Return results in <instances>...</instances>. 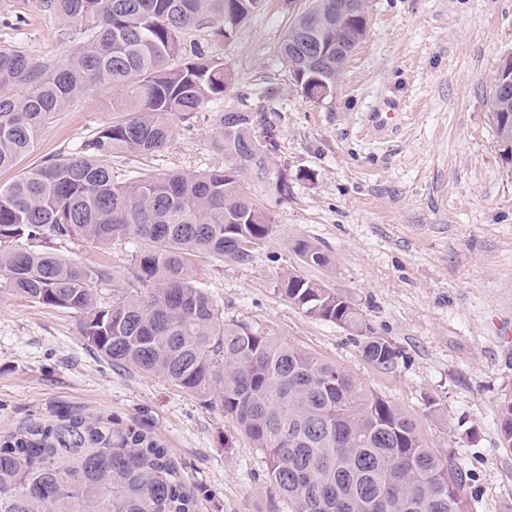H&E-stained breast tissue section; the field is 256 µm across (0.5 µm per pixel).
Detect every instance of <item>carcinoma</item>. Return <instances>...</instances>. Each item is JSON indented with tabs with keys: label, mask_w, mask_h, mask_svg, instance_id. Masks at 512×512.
Listing matches in <instances>:
<instances>
[{
	"label": "carcinoma",
	"mask_w": 512,
	"mask_h": 512,
	"mask_svg": "<svg viewBox=\"0 0 512 512\" xmlns=\"http://www.w3.org/2000/svg\"><path fill=\"white\" fill-rule=\"evenodd\" d=\"M269 0H19L55 15L79 40L69 54L34 58L21 27L0 22V171L29 154L55 115L106 90L121 116L0 184V277L40 305L80 318L88 347L115 366L134 365L203 397L265 457L268 476L292 512H464L469 474L427 448L413 419L371 395L336 365L253 327L224 322L196 257L244 264L274 230L243 190L246 171L287 194L273 170L275 128L256 112L224 104L235 84L204 42L227 41ZM327 0H306L307 20L329 46V63L294 19L279 46L284 72L313 102L336 91V28ZM512 163V93L490 113ZM204 117L224 164L186 172L146 169L180 126ZM131 247L129 266L78 261L70 247L100 255ZM291 251L331 264L307 239ZM112 284V296L102 286ZM288 301L316 320L360 337L363 357L392 370L401 352L375 335L322 281L288 270ZM512 447V395L498 412ZM194 498L165 447L136 423L79 413L31 418L0 436V512H192Z\"/></svg>",
	"instance_id": "carcinoma-1"
}]
</instances>
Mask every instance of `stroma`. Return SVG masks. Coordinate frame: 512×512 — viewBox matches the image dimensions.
<instances>
[{
	"mask_svg": "<svg viewBox=\"0 0 512 512\" xmlns=\"http://www.w3.org/2000/svg\"><path fill=\"white\" fill-rule=\"evenodd\" d=\"M367 33L333 98H304L282 72L277 49L288 15L275 0L213 45L234 72L237 99L263 107L279 135L273 166L288 195L245 180L275 232L248 264L195 259L228 322L335 363L369 393L409 415L437 456H452L470 481L466 512H512V447L497 414L512 393V166L500 156L490 88L512 55V0H367ZM25 46L48 59L76 40L51 14L29 20ZM271 88L258 99L256 90ZM399 113L377 127L378 103ZM112 95L57 113L34 150L39 163L111 122ZM206 120L179 131L164 152L184 171L215 163ZM17 169L0 172V184ZM298 238L332 259L302 264ZM325 281L376 335L402 353L379 369L353 334L308 317L278 290L286 270ZM103 416L150 430L191 486L194 512H291L267 477L262 452L219 404L157 374L113 366L86 344L79 318L12 292L0 280V434L33 417Z\"/></svg>",
	"mask_w": 512,
	"mask_h": 512,
	"instance_id": "obj_1",
	"label": "stroma"
}]
</instances>
